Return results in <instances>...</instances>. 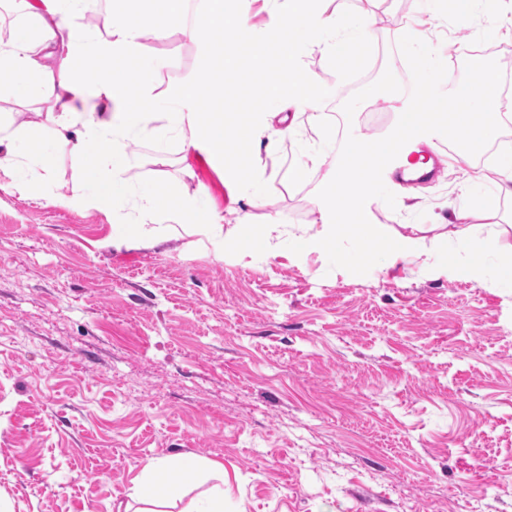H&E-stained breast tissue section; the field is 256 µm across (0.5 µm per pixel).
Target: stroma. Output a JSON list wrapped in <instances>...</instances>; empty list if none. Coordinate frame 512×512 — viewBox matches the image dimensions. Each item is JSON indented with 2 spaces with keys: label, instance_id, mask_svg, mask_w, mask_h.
<instances>
[{
  "label": "stroma",
  "instance_id": "35a3bbf8",
  "mask_svg": "<svg viewBox=\"0 0 512 512\" xmlns=\"http://www.w3.org/2000/svg\"><path fill=\"white\" fill-rule=\"evenodd\" d=\"M337 16L370 12L385 43L373 77L407 63L397 42L414 31L448 68L512 56V0L464 13H419L414 0H335ZM468 46L455 42L460 29ZM164 61L154 79L176 87L202 61L179 30L146 37ZM303 66L323 115L363 84L329 69L320 51ZM53 95L35 104L0 99V113L51 134ZM300 139L264 157L266 193L244 236L228 235L243 207L253 157L227 170L178 139L144 131L132 183L200 192L219 217L195 229L192 211L167 221L160 202L118 210L78 189L69 153L46 163L48 180L25 192L0 172V512H117L148 459L223 463L202 471L174 505L188 512L224 488V512H512V288L495 268L512 258V197L466 192L492 174L476 156L440 148L436 181L394 187L411 207L369 200L386 232L424 224L414 262L351 269L331 254L288 251L309 235L317 209L339 198L328 183L334 152L322 127L299 115ZM325 163L289 170L302 149ZM472 224H501L498 252L480 279H435L447 202ZM274 221L271 234L261 225ZM136 224L141 242H112Z\"/></svg>",
  "mask_w": 512,
  "mask_h": 512
}]
</instances>
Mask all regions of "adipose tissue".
<instances>
[{
	"mask_svg": "<svg viewBox=\"0 0 512 512\" xmlns=\"http://www.w3.org/2000/svg\"><path fill=\"white\" fill-rule=\"evenodd\" d=\"M88 0H23L24 12L31 24L23 33L0 40V97L12 96L22 101H36L54 92L60 105L55 117V132L41 137L14 127L0 116V170L7 171L11 188L26 189L46 178L44 160L71 150L96 155L85 165L82 190L90 198L102 201L112 209L124 206L133 192L155 197L154 185H132L125 176L136 158L128 151L135 134L156 116H163L164 125L155 133L163 137L176 133L185 148L215 147V166H223L226 153H251L256 149L274 148L286 139L299 136L296 112L305 111L313 124H321L322 114L312 95L290 98L269 97L262 111L254 113L251 124L230 129L223 113L201 112L200 96L211 103L224 101L225 63L223 58L209 56L199 71L176 89L158 90L153 76L158 68L156 57L140 52L137 40L143 30L160 39L167 38L172 26L182 17L183 0H148L151 9L139 13L138 0H128L125 8L105 15L93 26H75L73 20L85 11ZM243 0H210V6L184 28L192 41L209 45L232 31L241 50L256 59L270 63L269 80L274 84L295 85L302 72L301 55L309 48L320 47L327 61H334L337 48L362 45L374 51L370 40L372 19L367 14L342 18L327 10H315L311 0H288L287 15L272 14L263 31H256L244 17ZM78 55L89 56L93 70L84 81L73 79L67 63ZM133 59L136 81L121 76L117 62ZM358 142L347 147L346 161L329 170L333 183L347 189L341 209L320 210L316 233L304 241L309 249H323L327 243L352 234L364 233L366 239L377 236V228L347 223L346 214L360 210L373 190L366 182L364 166L356 152ZM457 228L446 238L445 256L429 265L427 272L440 276L447 272L476 279L482 274L479 258L491 253L496 235L478 237L472 225L456 207H449ZM468 254L469 264L449 266L447 254ZM165 459L151 460L140 478L134 479L130 497L134 512H167L171 501L181 495V487Z\"/></svg>",
	"mask_w": 512,
	"mask_h": 512,
	"instance_id": "ef3b65f1",
	"label": "adipose tissue"
}]
</instances>
